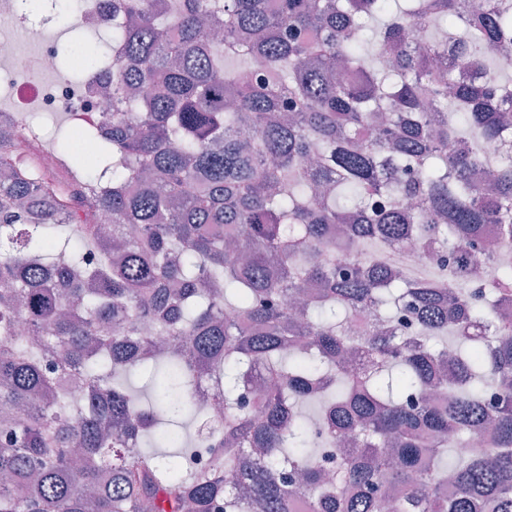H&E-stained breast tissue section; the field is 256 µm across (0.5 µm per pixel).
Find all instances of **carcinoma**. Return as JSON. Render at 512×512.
Here are the masks:
<instances>
[{
  "label": "carcinoma",
  "mask_w": 512,
  "mask_h": 512,
  "mask_svg": "<svg viewBox=\"0 0 512 512\" xmlns=\"http://www.w3.org/2000/svg\"><path fill=\"white\" fill-rule=\"evenodd\" d=\"M111 2L97 153L0 111V512H512V0ZM39 134L35 136H21L14 141L13 152L17 158L26 159L33 153H39ZM56 155L50 151L40 150L39 161L41 166H50L56 162Z\"/></svg>",
  "instance_id": "1"
}]
</instances>
